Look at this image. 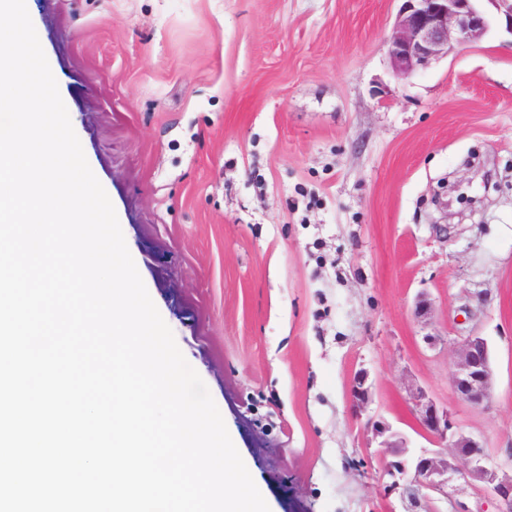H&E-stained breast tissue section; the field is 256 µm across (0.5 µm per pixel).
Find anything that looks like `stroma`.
Segmentation results:
<instances>
[{
	"label": "stroma",
	"instance_id": "1",
	"mask_svg": "<svg viewBox=\"0 0 512 512\" xmlns=\"http://www.w3.org/2000/svg\"><path fill=\"white\" fill-rule=\"evenodd\" d=\"M26 4L146 289L271 512H408L367 422L423 446L411 384L512 467V33L489 0L481 41L405 80L399 0ZM472 334L495 374L481 408L451 383ZM351 404L356 413L361 414L372 402V386L368 383V375L360 372L354 376L349 390Z\"/></svg>",
	"mask_w": 512,
	"mask_h": 512
}]
</instances>
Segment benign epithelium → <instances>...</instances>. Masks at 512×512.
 <instances>
[{"instance_id":"benign-epithelium-1","label":"benign epithelium","mask_w":512,"mask_h":512,"mask_svg":"<svg viewBox=\"0 0 512 512\" xmlns=\"http://www.w3.org/2000/svg\"><path fill=\"white\" fill-rule=\"evenodd\" d=\"M476 0H402L388 40L393 73L404 80L421 69L448 57L456 46L481 39L489 29ZM494 384V371L487 341L479 335L466 337L454 363L452 386L457 397L474 407L487 404ZM356 413L372 402L368 375L354 376L349 390ZM414 418L421 435L449 452L427 449L409 454L407 439L380 421L368 426L382 438L380 447L394 460L383 464L380 478L385 490L399 493L417 504L433 492L452 502L453 512H471L455 495L464 487L483 484L493 494L498 512H512V473L496 465L482 441L457 429L451 413L439 407L429 394L417 388L410 392Z\"/></svg>"}]
</instances>
